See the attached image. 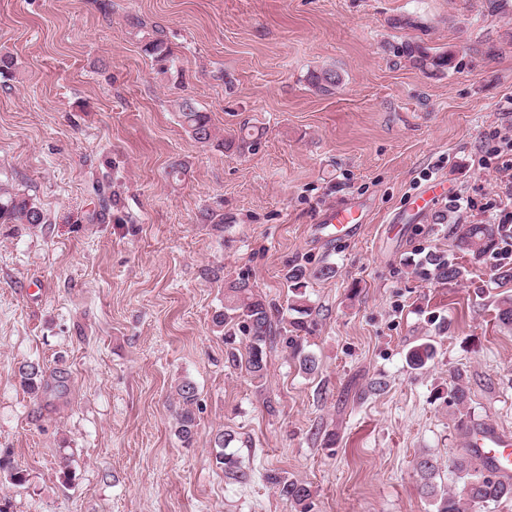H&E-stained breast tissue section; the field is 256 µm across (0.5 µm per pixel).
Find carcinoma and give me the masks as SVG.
<instances>
[{"instance_id": "1", "label": "carcinoma", "mask_w": 512, "mask_h": 512, "mask_svg": "<svg viewBox=\"0 0 512 512\" xmlns=\"http://www.w3.org/2000/svg\"><path fill=\"white\" fill-rule=\"evenodd\" d=\"M131 24L142 30V50L146 55L158 62L174 64L163 31L156 27L147 31L145 24L136 18L131 20ZM403 53L415 59L419 65L437 71L447 69L452 63V57L448 53L431 55L417 45H405ZM338 82L339 76L333 70L313 71L308 76V83L320 92L329 91ZM177 108L181 125L195 141L209 143L216 139L209 116L192 99H181L177 102ZM13 222L44 224L46 217L33 198L1 187L0 223ZM500 246L499 226L488 222L462 224L455 238V247L475 261L497 253ZM431 265L435 279L441 283L452 282L461 275L460 268L441 254L432 257ZM308 277L307 269L302 266H293L286 274L287 310L302 316L312 313L306 293ZM496 279L497 286L502 288L495 299L496 317L502 325L512 328V292L507 290L512 285V267H499ZM212 324L216 331L225 336L233 337L238 331L248 336L250 345L245 370L251 380L263 382L267 372L266 342L272 332V307L252 292L247 280L241 279L227 288L224 293V307L214 312ZM435 355V345L423 341L409 349L407 362L413 369H422ZM293 358L307 374L317 369L315 358L299 347L294 348ZM20 376L23 386L33 393L44 387L43 371L35 363L22 366ZM174 395L177 400L175 435L184 445L190 446L198 434L195 411L197 388L192 381L183 379L175 386ZM231 441L230 433L216 434L215 444L221 448L215 457L216 464L224 471L226 478L245 484L251 480V473L241 468L233 454L224 451ZM415 470L420 478L419 492L431 499L435 512H484L492 506L512 502V476L499 473L497 467L489 459L482 457L476 448H464L461 453L448 459V471L455 476V485L451 489L437 483L440 466L434 458L421 457L416 462ZM265 480L276 488L279 497L289 503L295 512H310L313 497L310 484L290 479L276 471L266 472Z\"/></svg>"}]
</instances>
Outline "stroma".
Returning a JSON list of instances; mask_svg holds the SVG:
<instances>
[{"mask_svg":"<svg viewBox=\"0 0 512 512\" xmlns=\"http://www.w3.org/2000/svg\"><path fill=\"white\" fill-rule=\"evenodd\" d=\"M488 3L0 0V53L16 62L0 76V184L46 216L0 224V456L26 475L0 476V512H294L271 470L311 484V512H434L416 460L458 454L464 421L512 434L497 262L455 247L457 225L512 219L489 159L512 127V4ZM135 18L162 29L182 81L142 52ZM407 43L453 62L419 67ZM326 69L336 86L311 88ZM183 97L225 139L249 126L258 145L196 142ZM438 182L490 210L411 212ZM350 203L360 235L318 238L325 210ZM423 250L461 277L435 280ZM295 265L313 313L300 332L292 313L274 322L259 386L227 362L246 359L248 338L227 344L212 316L242 277L284 304ZM423 338L437 353L415 370L406 354ZM27 362L64 387L28 392ZM458 375L466 402H444ZM184 379L199 404L188 447L170 405ZM223 428L248 484L215 464Z\"/></svg>","mask_w":512,"mask_h":512,"instance_id":"1","label":"stroma"}]
</instances>
